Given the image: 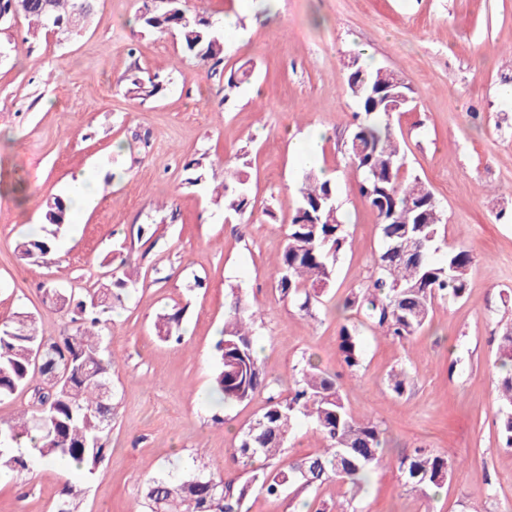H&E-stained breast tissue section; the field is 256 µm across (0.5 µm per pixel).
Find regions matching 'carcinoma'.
Segmentation results:
<instances>
[{
  "label": "carcinoma",
  "instance_id": "carcinoma-1",
  "mask_svg": "<svg viewBox=\"0 0 512 512\" xmlns=\"http://www.w3.org/2000/svg\"><path fill=\"white\" fill-rule=\"evenodd\" d=\"M80 0H0V9L10 7L44 33L61 29L79 8ZM187 0H178L166 12L146 10L138 17L148 31H175L183 51L203 64H224V29L219 19L198 12L184 21ZM362 53L349 59L347 88L358 111L353 115L349 143L360 140V152L348 149V163L361 172L359 192L376 212L381 246L374 258V277L364 287L352 290L342 302L345 311L363 314L367 323L384 335L404 340L417 335L429 323L435 299L465 298L470 252L462 246L448 250L437 262L431 255L443 220L439 204L422 180L406 167L400 141L394 136L387 112L389 95L410 94L407 87L393 85L392 72L371 69ZM162 90L158 76L143 70L128 78L127 92L146 100ZM188 182L207 187L203 159L185 165ZM336 196V186L313 169L303 174L294 215L281 254L275 261L274 288L280 297L310 312L318 302V291L333 285L334 264L345 245V225L338 209L327 201ZM224 214L241 216L251 206L246 165L224 167L222 183ZM66 200L45 202V235L17 244L21 258L44 257L69 221ZM137 280L126 272L112 273L110 285L80 296L50 289L52 302L71 313L72 327L56 339L39 334L35 318L18 313L0 326V398L40 381L36 406L21 421L0 424V472L9 478L23 476L39 464L68 458L94 473L108 452L102 440L114 415L110 372L112 354L104 345L107 330L102 315L135 289ZM259 312L238 292L231 291L225 305L224 330L215 343L214 390L225 404L244 403L261 390L268 391L263 412L241 433L229 457L235 466L255 459L266 466L240 482L205 468L193 469L176 480L168 474L149 479L142 491L143 512H241L254 485L269 497L279 498L287 490H306L336 478L354 486L385 454L384 431L371 420H358L348 411L336 378L313 363L302 370L288 395L266 381L256 352L254 325ZM182 311L160 317L157 336L168 342L180 340ZM47 345L43 355L38 348ZM339 352L348 368L361 363L356 327L343 326ZM498 360L505 374L498 382L502 406L498 432L512 448V331L499 337ZM410 384L404 370L387 378L389 390L402 395ZM310 421L323 448L283 467L274 463L285 449L288 435L300 418ZM35 435L41 445L34 457L20 448L21 438ZM405 484L429 495L452 477L448 459L427 448H416L397 459ZM80 494L70 485L62 487L53 512H80Z\"/></svg>",
  "mask_w": 512,
  "mask_h": 512
}]
</instances>
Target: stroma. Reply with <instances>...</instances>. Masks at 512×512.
Wrapping results in <instances>:
<instances>
[{
    "label": "stroma",
    "mask_w": 512,
    "mask_h": 512,
    "mask_svg": "<svg viewBox=\"0 0 512 512\" xmlns=\"http://www.w3.org/2000/svg\"><path fill=\"white\" fill-rule=\"evenodd\" d=\"M143 0H97L79 35H33L26 20L0 27V323L15 313L61 336L66 313L45 287L78 294L111 280L108 261L136 264L138 288L114 312L116 406L95 475L65 461L0 484V512H52L63 485L81 489V512H139L143 483L167 463L223 471L241 429L266 405L260 391L221 406L212 393L216 326L225 295L239 289L262 320L256 343L272 388L287 392L307 363L335 375L358 419L385 431L387 455L357 493L330 480L277 499L252 491L247 512H512V448L498 419V336L512 329V0H257L225 37L224 69L187 57L170 34L144 30ZM368 50L413 92L391 123L406 165L439 201L446 223L435 260L463 246L472 254L463 300L436 301L429 324L406 341L372 330L338 305L372 273L380 247L375 211L344 155L357 110L346 62ZM159 75L163 91H127L134 68ZM253 74L226 92V74ZM326 129L319 163L332 172L347 243L335 281L311 312L280 299L273 263L305 170L287 133ZM244 155L254 204L248 221L225 219L219 196L187 183L186 162L220 169ZM98 178L96 205L70 213L56 255L30 261L15 249L43 233V205L64 197L83 171ZM22 183L25 191L11 192ZM183 312L181 343L160 341V314ZM358 325L359 368L338 344L344 322ZM406 370L403 395L387 387ZM221 412L224 421L211 420ZM423 447L459 469L430 496L404 486L401 454Z\"/></svg>",
    "instance_id": "obj_1"
}]
</instances>
